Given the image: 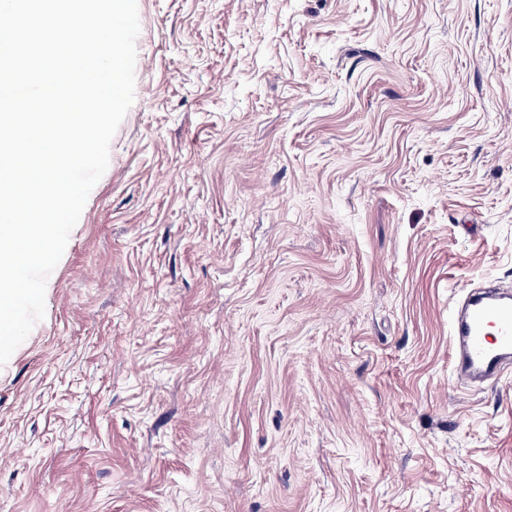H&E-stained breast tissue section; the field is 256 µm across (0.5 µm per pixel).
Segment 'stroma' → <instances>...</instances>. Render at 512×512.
<instances>
[{
	"label": "stroma",
	"instance_id": "1",
	"mask_svg": "<svg viewBox=\"0 0 512 512\" xmlns=\"http://www.w3.org/2000/svg\"><path fill=\"white\" fill-rule=\"evenodd\" d=\"M135 98L0 378V512H512V0H137ZM458 381L492 378L512 359V294L471 292L449 321Z\"/></svg>",
	"mask_w": 512,
	"mask_h": 512
}]
</instances>
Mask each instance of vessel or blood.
I'll list each match as a JSON object with an SVG mask.
<instances>
[{"label": "vessel or blood", "instance_id": "obj_1", "mask_svg": "<svg viewBox=\"0 0 512 512\" xmlns=\"http://www.w3.org/2000/svg\"><path fill=\"white\" fill-rule=\"evenodd\" d=\"M449 327L458 381L490 378L512 363L511 292H471Z\"/></svg>", "mask_w": 512, "mask_h": 512}]
</instances>
